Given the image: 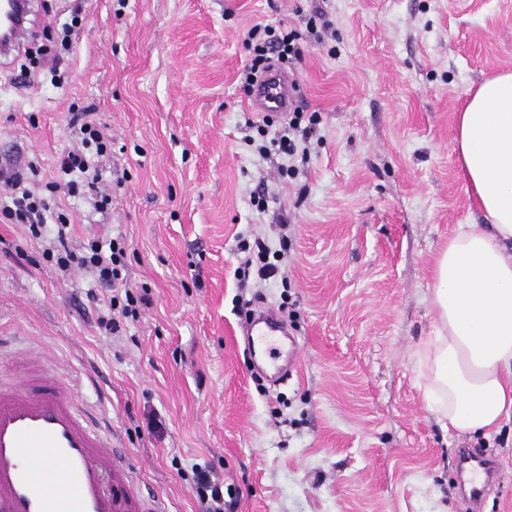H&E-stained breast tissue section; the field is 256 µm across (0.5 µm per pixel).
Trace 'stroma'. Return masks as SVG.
Segmentation results:
<instances>
[{
	"instance_id": "35a3bbf8",
	"label": "stroma",
	"mask_w": 512,
	"mask_h": 512,
	"mask_svg": "<svg viewBox=\"0 0 512 512\" xmlns=\"http://www.w3.org/2000/svg\"><path fill=\"white\" fill-rule=\"evenodd\" d=\"M81 21L62 29L72 10ZM321 15L328 27H308ZM31 35L0 54V196L14 170L65 183L74 115L108 127V209L56 192L70 245L125 239L123 274L150 302L106 335L84 270L50 235L0 222V336L47 358L127 457L145 499L206 512L195 482L230 487L231 512H466L459 448L497 458L483 512H512V420L441 428L415 353L431 336L432 266L484 216L459 170L456 115L512 71V0H33ZM301 32L289 66L316 114L306 159L248 127L241 73L257 25ZM262 239L277 277L243 286L241 247ZM280 311L301 356L259 377L252 311ZM160 430L147 427L149 416Z\"/></svg>"
}]
</instances>
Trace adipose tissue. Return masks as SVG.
<instances>
[{
  "mask_svg": "<svg viewBox=\"0 0 512 512\" xmlns=\"http://www.w3.org/2000/svg\"><path fill=\"white\" fill-rule=\"evenodd\" d=\"M460 171L482 210L435 258L434 330L417 358L443 429L512 419V71L485 79L457 116Z\"/></svg>",
  "mask_w": 512,
  "mask_h": 512,
  "instance_id": "ef3b65f1",
  "label": "adipose tissue"
}]
</instances>
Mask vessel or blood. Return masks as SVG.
Returning a JSON list of instances; mask_svg holds the SVG:
<instances>
[{"label": "vessel or blood", "instance_id": "b4317fda", "mask_svg": "<svg viewBox=\"0 0 512 512\" xmlns=\"http://www.w3.org/2000/svg\"><path fill=\"white\" fill-rule=\"evenodd\" d=\"M294 100L288 74L267 75L251 107L287 112ZM282 324L273 311L248 331L251 350L278 349ZM141 489L124 456L76 405L72 386L48 372L0 378V512H142Z\"/></svg>", "mask_w": 512, "mask_h": 512}]
</instances>
